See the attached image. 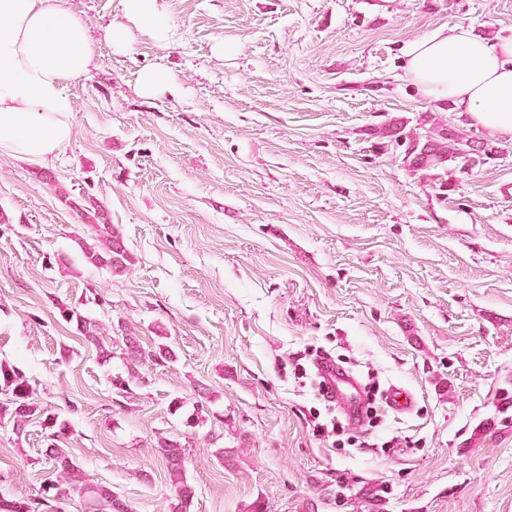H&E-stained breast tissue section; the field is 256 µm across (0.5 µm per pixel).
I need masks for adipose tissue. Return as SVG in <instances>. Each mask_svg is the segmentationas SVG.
<instances>
[{
	"mask_svg": "<svg viewBox=\"0 0 512 512\" xmlns=\"http://www.w3.org/2000/svg\"><path fill=\"white\" fill-rule=\"evenodd\" d=\"M124 22L111 25L113 50L137 36L174 34L158 0H121ZM88 29L59 0H0V153L24 161L55 158L73 134L67 85L89 71ZM404 69L422 97L449 101L471 125L512 140V40L475 35L467 26L413 41Z\"/></svg>",
	"mask_w": 512,
	"mask_h": 512,
	"instance_id": "obj_1",
	"label": "adipose tissue"
}]
</instances>
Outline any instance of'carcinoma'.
I'll return each instance as SVG.
<instances>
[{"label": "carcinoma", "mask_w": 512, "mask_h": 512, "mask_svg": "<svg viewBox=\"0 0 512 512\" xmlns=\"http://www.w3.org/2000/svg\"><path fill=\"white\" fill-rule=\"evenodd\" d=\"M377 135L402 147L408 169L428 176L442 193L448 190L450 170H471L501 152L491 141H474L448 129L432 112L419 115L414 127L403 119H392L379 128ZM84 255L89 264L117 274L126 272L132 262L120 234L108 224L97 228L94 242L85 247ZM53 452V458L70 475V487L86 502L88 512H128V506L109 487L84 483L78 466L60 449ZM159 452L165 458L174 488L170 512H190L195 490L186 476L185 450L179 443L165 440Z\"/></svg>", "instance_id": "carcinoma-1"}]
</instances>
